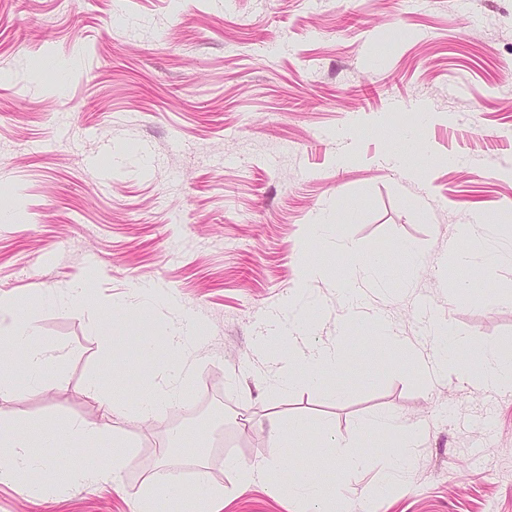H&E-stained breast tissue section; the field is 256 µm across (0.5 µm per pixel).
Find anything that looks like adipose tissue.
Instances as JSON below:
<instances>
[{"instance_id": "1", "label": "adipose tissue", "mask_w": 512, "mask_h": 512, "mask_svg": "<svg viewBox=\"0 0 512 512\" xmlns=\"http://www.w3.org/2000/svg\"><path fill=\"white\" fill-rule=\"evenodd\" d=\"M288 317V330L272 331L260 337L256 346L258 352L268 355L277 366L282 389L290 391L297 387H314L320 384L323 372L336 373L345 368L348 352L343 346H329L313 340L309 308L299 301H292L288 305ZM164 338L177 357L176 363L166 367L165 389L129 404L110 394L99 377L90 376L84 385V393L95 406L99 415L98 423L91 426L78 420L51 423L47 428L48 449L42 456L31 455L19 426L1 424L0 440H6L9 451L6 456L0 457V483L12 481L15 474L22 470H41L55 465L59 461L55 452L58 442L68 438L80 445L107 440L113 447L108 467L90 465L75 469L71 474L72 484L88 486L117 479L125 466L128 448L119 436L113 435V419L131 412L139 417L160 412L176 399L178 392L192 378L190 347L182 328L172 326L165 329ZM34 339L33 327L23 323L15 309L0 305V363L7 361L16 364L29 385L38 387L48 375L50 358L34 347ZM465 345V340L454 332H444L437 361L440 373L453 374L463 383L476 379L488 386L512 388L511 345L486 343L475 347L473 354L480 363V371L476 374L457 364L456 353ZM370 427L382 435L397 438L393 449L385 453L382 483L405 479L413 466L418 445L417 431L391 416L375 419ZM270 436L279 448L303 445L314 449L318 460L340 458L342 470L350 474L364 471L369 464L367 456L359 450L340 451V443L334 435L326 431L317 432L307 423L286 427L280 421H273ZM279 470H282V462L275 457L240 471L238 478L243 485L266 483L274 494L288 493L289 497L305 505L306 512H335L337 501L347 496L345 484L328 487L311 470L296 468L287 471L286 477L281 480L275 477Z\"/></svg>"}]
</instances>
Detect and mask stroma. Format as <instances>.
Listing matches in <instances>:
<instances>
[{"label":"stroma","instance_id":"stroma-1","mask_svg":"<svg viewBox=\"0 0 512 512\" xmlns=\"http://www.w3.org/2000/svg\"><path fill=\"white\" fill-rule=\"evenodd\" d=\"M414 129L429 146L411 159L422 183L385 161ZM511 208L512 0H0V210L11 215L0 302L54 353L37 389L0 369L16 387L0 420L41 454L50 422H97L89 375L130 402L158 389L147 369L167 360L166 343L147 364L134 337L180 323L193 345L179 400L150 422H117L133 445L119 483L71 487L70 467L112 455L82 447L0 484V512H134L131 493L151 471L183 474L188 500L200 463L226 494L223 512H298L237 479L279 453L345 483L367 512H512V389L427 385L404 354L375 344L384 325L427 361L448 326L512 344V266L487 281L467 271L480 288L458 292L449 250L474 211L495 221ZM326 213L347 215L337 233L389 259L363 287L358 319L336 291L351 266L309 236ZM309 263L325 276L303 282ZM78 279L88 292L76 302ZM300 287L314 336L332 344L345 326L359 348L320 386L289 392L255 345ZM140 308L148 321L133 319ZM379 414L419 434L410 475L385 489L387 440L363 426ZM274 416L328 428L370 467L346 474L308 448L276 450ZM176 432L180 446L159 464Z\"/></svg>","mask_w":512,"mask_h":512}]
</instances>
